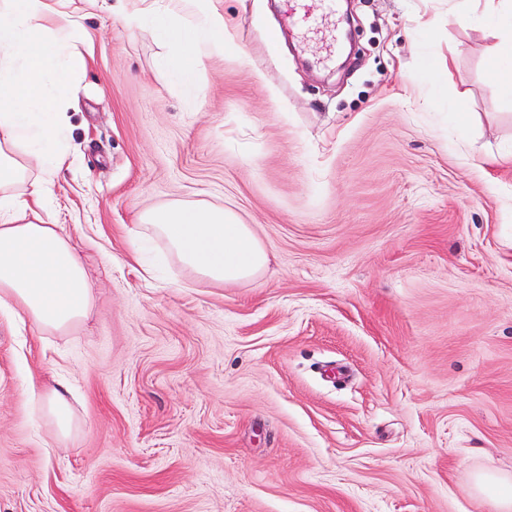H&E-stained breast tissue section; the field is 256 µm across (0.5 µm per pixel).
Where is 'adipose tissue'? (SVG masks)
<instances>
[{
	"instance_id": "ef3b65f1",
	"label": "adipose tissue",
	"mask_w": 512,
	"mask_h": 512,
	"mask_svg": "<svg viewBox=\"0 0 512 512\" xmlns=\"http://www.w3.org/2000/svg\"><path fill=\"white\" fill-rule=\"evenodd\" d=\"M0 0V307L27 316L38 335L68 333L86 316L93 292L69 237L49 221L59 174L73 163L67 110L75 78L88 66L87 13L106 0ZM504 37L492 58L502 95L512 98V0H483ZM127 31L154 26L161 63L194 90L204 64L224 51L217 0H125ZM131 256L163 242L195 279L216 285L255 281L269 255L255 225L221 205L169 203L139 211Z\"/></svg>"
}]
</instances>
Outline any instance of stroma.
<instances>
[{
    "instance_id": "1",
    "label": "stroma",
    "mask_w": 512,
    "mask_h": 512,
    "mask_svg": "<svg viewBox=\"0 0 512 512\" xmlns=\"http://www.w3.org/2000/svg\"><path fill=\"white\" fill-rule=\"evenodd\" d=\"M222 6L232 46L196 96L152 28L85 21L57 211L94 302L45 338L0 311V512H496L474 484L512 475L494 31L474 0H312L294 27L280 0ZM173 201L234 208L270 274L145 276L135 215ZM60 382L65 441L39 416Z\"/></svg>"
}]
</instances>
